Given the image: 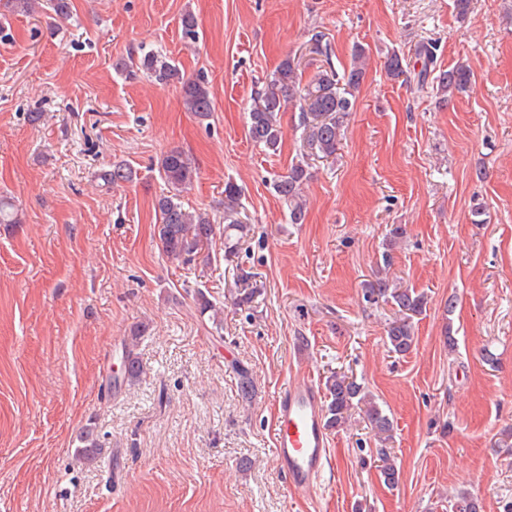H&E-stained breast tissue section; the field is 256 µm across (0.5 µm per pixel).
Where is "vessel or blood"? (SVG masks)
I'll use <instances>...</instances> for the list:
<instances>
[{
  "label": "vessel or blood",
  "instance_id": "b4317fda",
  "mask_svg": "<svg viewBox=\"0 0 512 512\" xmlns=\"http://www.w3.org/2000/svg\"><path fill=\"white\" fill-rule=\"evenodd\" d=\"M273 442L277 465L290 487L313 494L329 458L322 398L313 381L294 380L279 392Z\"/></svg>",
  "mask_w": 512,
  "mask_h": 512
}]
</instances>
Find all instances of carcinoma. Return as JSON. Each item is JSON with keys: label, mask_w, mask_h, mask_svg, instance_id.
<instances>
[{"label": "carcinoma", "mask_w": 512, "mask_h": 512, "mask_svg": "<svg viewBox=\"0 0 512 512\" xmlns=\"http://www.w3.org/2000/svg\"><path fill=\"white\" fill-rule=\"evenodd\" d=\"M182 38L194 42L199 39L195 18L187 13L181 21ZM421 68L414 73L416 85L422 88L428 77H433L436 89L446 98L464 91L471 81L470 70L456 67L443 70L437 67L435 48L422 43L417 49ZM367 54L357 46L353 61L347 73L322 71L316 74L305 87H300L297 71L299 64L288 56L277 67L271 79L252 98L248 111L247 135L254 143L267 150L278 149L281 139V113L293 101H298L302 113L304 140L307 147L325 157L336 155L344 136V119L351 112L349 99L351 90L357 88L365 74ZM125 69H136L149 74L160 84L176 82L181 85V96L186 111L200 120H206L213 111V100L207 87V80L199 75L184 79L180 76L172 60L148 52L140 57L130 56L122 63ZM386 70L389 76L399 78L410 73L409 63L393 53L389 56ZM196 167L188 153L172 149L163 155L159 165L161 179L167 185L168 193L161 194L155 201L159 222L157 233L167 257L176 261H190L203 249L214 235V224L209 214L189 211L180 201L181 193L192 184ZM100 178L108 185H117L132 180V170L123 164H115L103 172ZM310 179L308 164L300 161L288 169V173L274 183L276 194L288 203L291 223H302L305 215V201L300 195V187ZM241 189L232 182L224 184V234H244L247 225L243 224L238 211ZM367 298H382L398 308L400 317L395 319L387 331L390 350L396 354H406L414 344L415 336L411 319L422 313L426 306L424 295L408 288H398L386 278H377L366 285ZM140 332L131 336L123 362V380L129 384L140 382L145 374L140 360L133 353ZM327 404L324 409L325 426L329 430H339L345 424L349 412L358 408L364 411L369 423L379 434L392 438V419L373 402L366 399L364 387L355 379L337 372L330 373L325 380ZM79 446L75 457L86 462H96L98 440L93 427L89 426L78 436ZM380 476L385 485L394 487L399 482V471L386 448L379 449Z\"/></svg>", "instance_id": "obj_1"}]
</instances>
